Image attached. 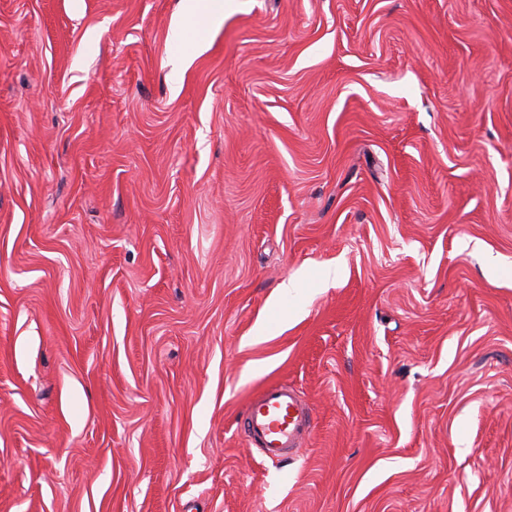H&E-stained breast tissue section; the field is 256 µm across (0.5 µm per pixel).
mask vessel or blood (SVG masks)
<instances>
[{
    "label": "vessel or blood",
    "instance_id": "1",
    "mask_svg": "<svg viewBox=\"0 0 512 512\" xmlns=\"http://www.w3.org/2000/svg\"><path fill=\"white\" fill-rule=\"evenodd\" d=\"M313 414L291 386L278 383L251 395L240 417L247 442L269 460L297 454L313 430Z\"/></svg>",
    "mask_w": 512,
    "mask_h": 512
}]
</instances>
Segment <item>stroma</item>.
Instances as JSON below:
<instances>
[{
  "label": "stroma",
  "mask_w": 512,
  "mask_h": 512,
  "mask_svg": "<svg viewBox=\"0 0 512 512\" xmlns=\"http://www.w3.org/2000/svg\"><path fill=\"white\" fill-rule=\"evenodd\" d=\"M182 4L0 0V512H512V0ZM187 12L199 14V28L205 30L208 24L219 20L224 14V2L221 0H188ZM203 4L202 6L200 4ZM313 414L300 394L287 384H272L251 395L239 424L248 444L271 461L296 455L313 430Z\"/></svg>",
  "instance_id": "obj_1"
}]
</instances>
